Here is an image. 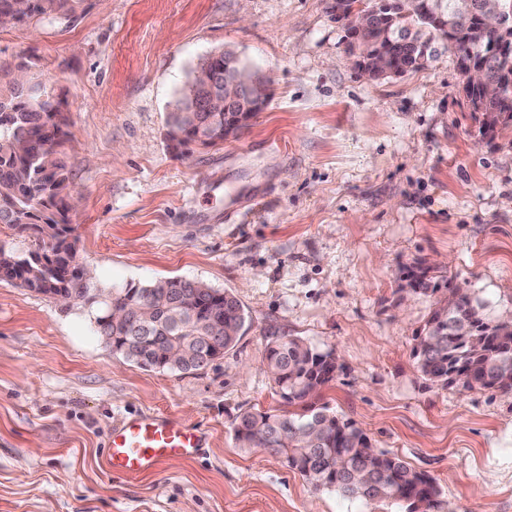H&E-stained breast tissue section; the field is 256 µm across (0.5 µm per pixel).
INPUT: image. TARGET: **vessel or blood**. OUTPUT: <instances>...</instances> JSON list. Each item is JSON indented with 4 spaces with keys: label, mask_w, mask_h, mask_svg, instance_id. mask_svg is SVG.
<instances>
[{
    "label": "vessel or blood",
    "mask_w": 512,
    "mask_h": 512,
    "mask_svg": "<svg viewBox=\"0 0 512 512\" xmlns=\"http://www.w3.org/2000/svg\"><path fill=\"white\" fill-rule=\"evenodd\" d=\"M204 444L197 428L167 416L142 414L113 428L106 463L113 472L135 476L173 460L194 457Z\"/></svg>",
    "instance_id": "b4317fda"
}]
</instances>
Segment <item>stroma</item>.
I'll use <instances>...</instances> for the list:
<instances>
[{"mask_svg": "<svg viewBox=\"0 0 512 512\" xmlns=\"http://www.w3.org/2000/svg\"><path fill=\"white\" fill-rule=\"evenodd\" d=\"M328 3L86 0L71 24L0 28V69L37 54L34 79L66 102L70 239L97 287L178 277L247 315L206 367L149 369L113 354L83 305L0 281V512H403L238 447L241 412L287 411L264 359L279 336L336 351L314 404L433 476L446 512H512V392L423 378L412 347L434 298L405 280L432 267L512 316V125L485 137L450 50L361 75ZM221 48L271 78V98L237 137L174 148L168 115ZM238 205L247 221H225ZM142 413L199 428L206 448L113 473L109 434Z\"/></svg>", "mask_w": 512, "mask_h": 512, "instance_id": "1", "label": "stroma"}]
</instances>
